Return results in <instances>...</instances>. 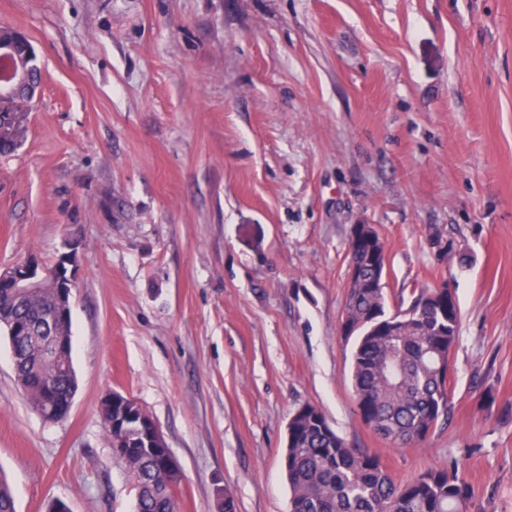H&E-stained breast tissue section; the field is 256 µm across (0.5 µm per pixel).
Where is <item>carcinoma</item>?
<instances>
[{"label": "carcinoma", "mask_w": 512, "mask_h": 512, "mask_svg": "<svg viewBox=\"0 0 512 512\" xmlns=\"http://www.w3.org/2000/svg\"><path fill=\"white\" fill-rule=\"evenodd\" d=\"M393 317L383 288H351L345 307L354 325L351 388L363 422L379 436L404 447L424 441L448 418L447 383L439 381L435 355L448 357L456 344L460 315L448 318L445 288L400 298ZM54 310L50 291L22 297L0 288V331L14 322L26 333L12 338L16 380L31 408L45 421H64L58 409L74 397V369L65 370L48 345L71 336V320L48 326ZM135 491L134 512H179L182 475L167 473L161 459L141 449L115 455ZM290 490L289 512H466L473 488L457 471L433 468L403 485L383 469L379 457L338 436L321 410L294 412L282 459ZM0 512H16L13 492L0 476Z\"/></svg>", "instance_id": "obj_1"}]
</instances>
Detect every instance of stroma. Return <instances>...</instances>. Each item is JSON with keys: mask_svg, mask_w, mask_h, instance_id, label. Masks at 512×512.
Wrapping results in <instances>:
<instances>
[{"mask_svg": "<svg viewBox=\"0 0 512 512\" xmlns=\"http://www.w3.org/2000/svg\"><path fill=\"white\" fill-rule=\"evenodd\" d=\"M42 65L0 157V270L82 241L79 387L48 423L0 333V471L16 512H133L99 415L136 399L181 512H288V422L322 410L395 482L458 467L512 512V0H0ZM385 291L449 282L446 425L396 447L361 420L340 334L351 225Z\"/></svg>", "mask_w": 512, "mask_h": 512, "instance_id": "stroma-1", "label": "stroma"}]
</instances>
